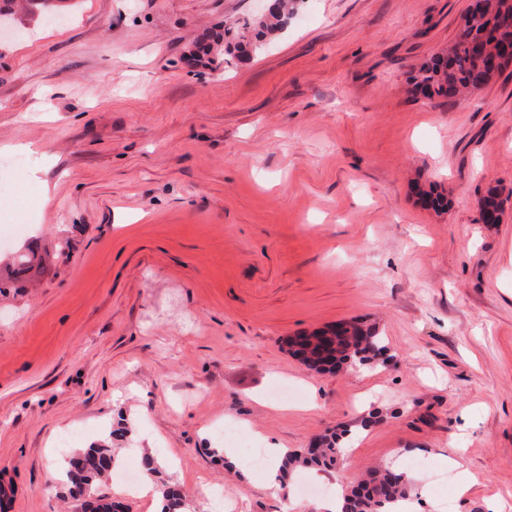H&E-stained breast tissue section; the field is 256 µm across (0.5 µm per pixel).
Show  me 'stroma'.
<instances>
[{
  "label": "stroma",
  "instance_id": "1",
  "mask_svg": "<svg viewBox=\"0 0 512 512\" xmlns=\"http://www.w3.org/2000/svg\"><path fill=\"white\" fill-rule=\"evenodd\" d=\"M260 7L77 0L0 37V156L23 158L0 263L49 253L0 282L11 512H78L51 473L106 435L127 468L152 449L191 512H314L213 456L227 418L262 448L354 431L316 478L336 492L417 460L418 512H512V65L453 103L412 93L472 0H299L262 52L203 63ZM343 321L391 360L318 374L285 348Z\"/></svg>",
  "mask_w": 512,
  "mask_h": 512
}]
</instances>
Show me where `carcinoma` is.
Instances as JSON below:
<instances>
[{
	"instance_id": "cac0c4a2",
	"label": "carcinoma",
	"mask_w": 512,
	"mask_h": 512,
	"mask_svg": "<svg viewBox=\"0 0 512 512\" xmlns=\"http://www.w3.org/2000/svg\"><path fill=\"white\" fill-rule=\"evenodd\" d=\"M296 0H274L266 14L254 16L243 24L224 27V56L261 51L267 42L282 34ZM71 0H0V19L9 20L24 13L33 19L61 21ZM512 42V0H484L483 8L473 10L441 55L420 68L412 77L415 89L429 98H457L465 92L487 85L494 75L486 67V59L499 53L500 47ZM502 191L487 190L481 200L482 214L487 208L501 211ZM353 333H344L331 345L330 356L318 365L310 359L301 363L317 373H334L352 364L375 362L385 349L384 337L373 326L353 323ZM340 448L339 434L320 438L316 448H296L286 452L279 468L280 483L289 485L301 469L330 471L336 468ZM65 488L74 499L93 498L100 512H110L114 500L102 491V485L118 465V457L105 440L79 449L64 460ZM156 491L160 512H183L188 508L186 495L164 479L158 480ZM411 487L407 476L388 467H378L370 475L345 488L340 495L339 512H392L393 506L409 498Z\"/></svg>"
}]
</instances>
